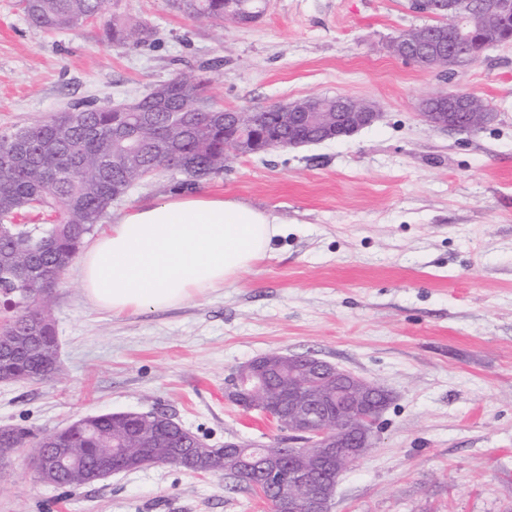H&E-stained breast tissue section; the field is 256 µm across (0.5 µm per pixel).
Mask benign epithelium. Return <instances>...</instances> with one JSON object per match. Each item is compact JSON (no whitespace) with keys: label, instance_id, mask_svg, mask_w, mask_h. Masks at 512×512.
Returning <instances> with one entry per match:
<instances>
[{"label":"benign epithelium","instance_id":"obj_1","mask_svg":"<svg viewBox=\"0 0 512 512\" xmlns=\"http://www.w3.org/2000/svg\"><path fill=\"white\" fill-rule=\"evenodd\" d=\"M417 10L437 16H451L464 25L474 15L482 18L484 27L493 32L505 31V35L485 42V47L512 43V32L505 30L506 21L512 18V0H414ZM394 55L411 61L428 70L450 73L462 65L458 46L444 40L432 28H427L423 38H412L402 32L391 42ZM474 98L462 92H444L430 96L420 104L421 116L432 127L462 132L464 121L481 128L494 118V113L484 108L474 110ZM381 113L370 101L348 96L336 98V105L328 107L319 97L304 100V111L294 113V124L305 131L299 138L273 139L266 128L256 122H246L241 113L224 111V157L245 156L260 151V144L276 141L282 149L306 144L335 141L349 137L377 122ZM290 362L303 366L309 377L326 386L328 398L336 402V416L321 412L313 399L304 394L299 386L288 384V390H278L268 400L255 401L256 392L262 390L272 367L260 369L249 361L236 368L228 382L227 396L243 410L259 411L288 430V442L292 443L293 457L302 460L293 464L291 485L301 493H290L288 488H274L275 501L270 512H330L334 484L317 477L325 470L337 476L338 459L343 454L364 456V449L373 447L374 429L384 410L374 384L323 360L307 355H284ZM113 453L99 457L96 466L86 473L90 481L104 479L114 473L140 468L131 460L116 467L112 465ZM37 474L47 482L56 479L64 468L75 463L69 448H55L49 453L32 456ZM288 457L279 451L258 459L269 480L277 482Z\"/></svg>","mask_w":512,"mask_h":512}]
</instances>
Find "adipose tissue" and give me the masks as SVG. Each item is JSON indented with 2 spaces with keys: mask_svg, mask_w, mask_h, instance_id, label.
Here are the masks:
<instances>
[{
  "mask_svg": "<svg viewBox=\"0 0 512 512\" xmlns=\"http://www.w3.org/2000/svg\"><path fill=\"white\" fill-rule=\"evenodd\" d=\"M282 233L278 217L235 199L170 197L130 209L91 240L78 275L96 307L165 309L234 281Z\"/></svg>",
  "mask_w": 512,
  "mask_h": 512,
  "instance_id": "obj_1",
  "label": "adipose tissue"
}]
</instances>
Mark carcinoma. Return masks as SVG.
I'll return each instance as SVG.
<instances>
[{"label":"carcinoma","mask_w":512,"mask_h":512,"mask_svg":"<svg viewBox=\"0 0 512 512\" xmlns=\"http://www.w3.org/2000/svg\"><path fill=\"white\" fill-rule=\"evenodd\" d=\"M103 4L104 0H22L29 24L42 32L72 29L100 18L106 38L116 45L138 46L151 39L153 31L146 24L116 14L107 17ZM172 4L181 13L220 25L227 13L251 14L255 9L254 0ZM470 29L474 35L462 43L461 51L473 63L490 33L475 16ZM209 71L205 65L179 71L126 105L81 103L48 120L0 129V299L6 304L0 315L9 318L0 336L22 337L20 346L0 360V378L36 381L59 371V362L43 357L40 342L31 339L33 319L46 311L50 290L73 267L84 238L102 223L120 192L146 180L150 169L184 176L179 186L186 189L224 171V109L209 96ZM142 114L152 115L153 123L139 139L141 162L134 164L114 132L137 123ZM158 142L167 143L169 151L158 153ZM141 431L139 418L109 412L60 432L58 442L88 464L111 448L145 465L174 464L202 473L196 461L174 456L162 442L142 447ZM25 444L32 453L42 451L41 440L29 430L0 429V454ZM211 453L224 459L225 478L266 494L259 472H239L222 445Z\"/></svg>","instance_id":"1"}]
</instances>
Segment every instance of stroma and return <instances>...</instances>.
<instances>
[{
  "mask_svg": "<svg viewBox=\"0 0 512 512\" xmlns=\"http://www.w3.org/2000/svg\"><path fill=\"white\" fill-rule=\"evenodd\" d=\"M259 20L218 26L168 0H106L147 24L141 46L99 20L44 34L0 0V128L93 99L142 96L189 64L211 67L212 101L266 107L347 95L379 105L340 141L228 160L197 193L268 211L286 232L252 269L183 304L115 314L70 270L49 301L60 372L0 382V428L34 435L102 413L165 412L213 446L287 432L224 395L240 365L311 353L391 395L376 445L338 481L332 512H512V43L452 75L392 56L432 24L413 0H261ZM462 90L493 120L471 134L427 125V97ZM163 171L113 204L177 194ZM28 448L0 461V512H269L251 491L174 465L76 488L42 482Z\"/></svg>",
  "mask_w": 512,
  "mask_h": 512,
  "instance_id": "1",
  "label": "stroma"
}]
</instances>
